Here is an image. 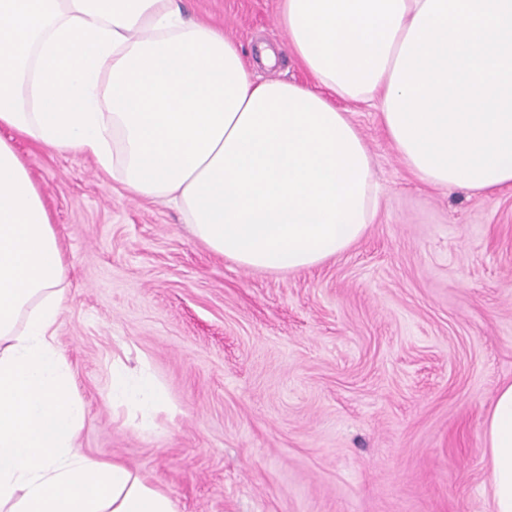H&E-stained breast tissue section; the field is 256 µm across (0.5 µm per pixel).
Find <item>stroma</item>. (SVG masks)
<instances>
[{
    "label": "stroma",
    "mask_w": 512,
    "mask_h": 512,
    "mask_svg": "<svg viewBox=\"0 0 512 512\" xmlns=\"http://www.w3.org/2000/svg\"><path fill=\"white\" fill-rule=\"evenodd\" d=\"M281 0H182L252 52ZM382 188L351 249L247 269L89 156L14 137L66 265L58 343L86 406L80 443L178 512H491L484 422L512 381V191L442 193L377 112L343 101ZM148 364L150 424L113 404V362Z\"/></svg>",
    "instance_id": "obj_1"
}]
</instances>
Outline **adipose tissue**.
Segmentation results:
<instances>
[{
  "label": "adipose tissue",
  "instance_id": "1",
  "mask_svg": "<svg viewBox=\"0 0 512 512\" xmlns=\"http://www.w3.org/2000/svg\"><path fill=\"white\" fill-rule=\"evenodd\" d=\"M280 24L314 86L256 76L177 0H0V128L91 156L263 271L321 264L377 220L372 155L341 100L378 112L421 183L512 190V0H282ZM64 270L42 195L0 138V512H177L81 449L86 408L56 341ZM109 388L146 423L165 405L144 365H113ZM483 435L492 512H512V382Z\"/></svg>",
  "mask_w": 512,
  "mask_h": 512
}]
</instances>
